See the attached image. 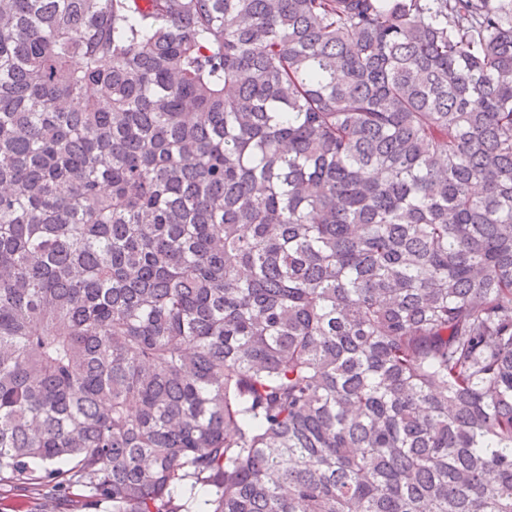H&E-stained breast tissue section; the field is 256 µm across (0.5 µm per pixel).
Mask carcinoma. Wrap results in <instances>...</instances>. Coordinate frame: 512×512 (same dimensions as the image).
Here are the masks:
<instances>
[{
  "label": "carcinoma",
  "instance_id": "obj_1",
  "mask_svg": "<svg viewBox=\"0 0 512 512\" xmlns=\"http://www.w3.org/2000/svg\"><path fill=\"white\" fill-rule=\"evenodd\" d=\"M6 477L512 512V0H0Z\"/></svg>",
  "mask_w": 512,
  "mask_h": 512
}]
</instances>
